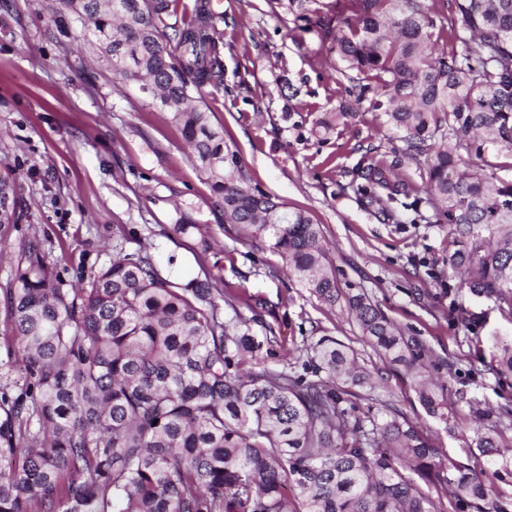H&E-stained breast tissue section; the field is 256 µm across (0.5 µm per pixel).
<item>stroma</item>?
Masks as SVG:
<instances>
[{
  "label": "stroma",
  "instance_id": "1",
  "mask_svg": "<svg viewBox=\"0 0 512 512\" xmlns=\"http://www.w3.org/2000/svg\"><path fill=\"white\" fill-rule=\"evenodd\" d=\"M222 19L224 84L208 87L213 127L223 131L251 184L312 214L329 248L338 285L364 291L421 351L424 375L446 385L450 422L427 413L409 381L364 344L346 310L332 308L288 275L268 238L240 240L214 205L206 177L170 113L150 105L138 84L114 79L111 64L82 40L54 0H0V171L21 188L18 220L0 226V338L11 335L5 291L29 242L42 245L66 287L79 288L112 258V227L133 233L162 276L225 281L224 318L241 315L253 334L272 326L283 340L270 365L332 336L353 348L358 366L382 372L375 398L390 401L429 441L458 454L477 424L512 407V377L492 369L495 343L512 341V318L461 291L446 264L449 227L398 208L383 220L357 200L350 182L366 149L401 150L379 113L321 141L320 113L351 98L348 81L326 66L317 36L298 29L288 0H210ZM198 224L173 230L178 211ZM274 304L253 316L240 293Z\"/></svg>",
  "mask_w": 512,
  "mask_h": 512
}]
</instances>
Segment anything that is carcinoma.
Segmentation results:
<instances>
[{
	"label": "carcinoma",
	"instance_id": "obj_1",
	"mask_svg": "<svg viewBox=\"0 0 512 512\" xmlns=\"http://www.w3.org/2000/svg\"><path fill=\"white\" fill-rule=\"evenodd\" d=\"M59 0L87 20L86 40L120 81H151L152 102L172 115L223 212L247 237L272 248L321 302L341 305L362 340L410 380L421 404L448 418L409 340L363 292H341L321 225L248 183L224 134L212 128L202 89L224 80L219 32L207 0L177 13V0ZM357 9L289 0L338 74L402 135V158L363 156L359 200L389 214L399 203L450 227L446 263L459 287L512 317V177L489 157L512 156V0H453L448 35L434 33L433 0H357ZM175 17V22L168 19ZM450 51L439 53V39ZM357 113L323 112L311 134L328 139ZM427 181L399 176L402 160ZM426 209L428 215L421 214ZM16 184L0 179V224L15 223ZM112 225V259L70 293L40 245L28 246L8 289L12 335L0 374V512H506V493L483 471L440 457L393 404L356 414L373 377L353 350L323 336L303 373L268 366L265 341L220 316L224 290L210 277L161 275L150 254L127 250ZM494 372L512 377V342ZM334 379L324 386L320 373ZM512 426L474 429L467 453L512 479ZM453 489L436 506L431 493Z\"/></svg>",
	"mask_w": 512,
	"mask_h": 512
}]
</instances>
